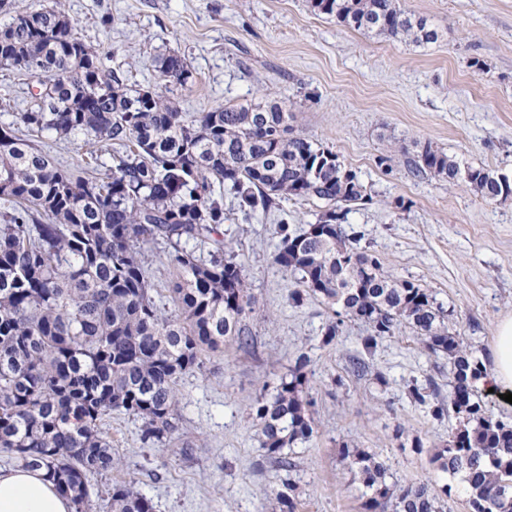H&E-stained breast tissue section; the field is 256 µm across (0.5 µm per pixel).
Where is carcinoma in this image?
Instances as JSON below:
<instances>
[{
	"instance_id": "carcinoma-1",
	"label": "carcinoma",
	"mask_w": 512,
	"mask_h": 512,
	"mask_svg": "<svg viewBox=\"0 0 512 512\" xmlns=\"http://www.w3.org/2000/svg\"><path fill=\"white\" fill-rule=\"evenodd\" d=\"M315 11L357 30L424 45L438 32L398 0H311ZM165 84L186 87L190 64L178 53L155 58ZM0 69L32 78L42 94L0 124V452L22 467L43 468L73 512H92L90 474L116 470L121 458L101 431L103 417L124 412L142 422L145 444L176 440L178 389L200 371L204 351L224 341L248 344L242 323L258 304L244 266L224 238V196L243 220L282 199H317L326 209L296 235L274 234L273 261L300 275L289 301L319 299L332 309L322 344L345 320L368 326L360 377L379 342L402 325L448 357V395L435 378L409 386L411 404L458 425L433 455L463 473L471 512H512V418L487 414L477 383L482 361L450 331L453 311L430 289L389 272L361 245L343 206L366 199L356 173L328 147L294 135L283 101L226 104L192 115L149 89H129L122 73L72 32L61 0L15 12L0 25ZM83 137L92 176L62 168L38 143ZM109 155L111 163L101 160ZM485 201L512 198V177L461 168L423 146L416 163ZM162 241L175 273L169 292L178 314L151 294L143 247ZM207 249L202 261L196 251ZM311 358L303 353L272 392L250 406L261 456L280 471L279 512H298L296 462L287 452L315 432V401L306 391ZM364 488L365 512H444L429 485L387 482L385 463L346 448ZM109 512H154L133 480L108 486Z\"/></svg>"
}]
</instances>
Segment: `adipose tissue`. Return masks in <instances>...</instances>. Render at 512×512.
Returning <instances> with one entry per match:
<instances>
[{
  "instance_id": "obj_1",
  "label": "adipose tissue",
  "mask_w": 512,
  "mask_h": 512,
  "mask_svg": "<svg viewBox=\"0 0 512 512\" xmlns=\"http://www.w3.org/2000/svg\"><path fill=\"white\" fill-rule=\"evenodd\" d=\"M486 380L490 386L512 389V315L495 328ZM0 512H72V505L44 470L19 467L0 470Z\"/></svg>"
}]
</instances>
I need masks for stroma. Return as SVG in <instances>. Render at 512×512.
<instances>
[{"label": "stroma", "instance_id": "stroma-1", "mask_svg": "<svg viewBox=\"0 0 512 512\" xmlns=\"http://www.w3.org/2000/svg\"><path fill=\"white\" fill-rule=\"evenodd\" d=\"M74 31L108 55L134 89L164 92L156 55H185L194 81L170 92L192 114L251 101L264 90L291 102L292 134L336 152L368 201L351 204L347 222L397 277L429 288L453 312L452 331L473 356L489 362L495 326L512 314V199L488 202L464 185L416 174L425 144L461 166L512 175V0H401L402 8L436 29L420 47L337 23L309 0H64ZM325 205L290 199L279 208L238 219L224 204L233 238L260 307L245 323L254 343L203 352L202 370L179 382L178 435L196 454L184 460L177 443L147 446L140 419L111 413L104 430L121 469L90 478L92 495L132 479L156 512H279L276 472L263 464L250 405L263 387L287 376L296 358L313 363L308 388L316 400L313 437L294 444L300 468L299 512H364L363 487L340 453L348 443L385 460L388 482L429 484L444 493L445 512H468L461 475L431 464L454 417L434 419L412 406L409 385L435 376L448 383V359L428 350L412 330L385 338L374 359L376 380L333 383L345 358L360 348L367 326L346 322L321 346L331 311L320 301L295 308L296 282L273 262L275 225L315 223ZM420 438L423 449L412 446Z\"/></svg>", "mask_w": 512, "mask_h": 512}]
</instances>
